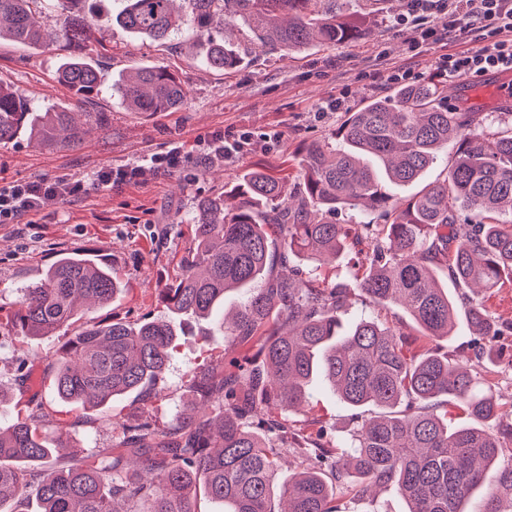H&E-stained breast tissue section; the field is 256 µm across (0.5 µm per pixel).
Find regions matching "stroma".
<instances>
[{"instance_id": "1", "label": "stroma", "mask_w": 512, "mask_h": 512, "mask_svg": "<svg viewBox=\"0 0 512 512\" xmlns=\"http://www.w3.org/2000/svg\"><path fill=\"white\" fill-rule=\"evenodd\" d=\"M337 8L353 23L366 28V38L335 46H317L299 53L280 55L262 50L244 32L229 40L244 56L239 70L227 74L198 65L194 39L187 32L173 35L166 44L142 38L110 25L100 39L102 55L96 56L104 85L131 69L161 65L188 86L187 104L175 112L156 114L126 110L116 97L99 95L87 104V122L104 121L103 130L86 135L75 147L41 145L21 137L0 145V183L13 180L53 181L62 177L90 176L101 168L143 163L156 153L177 147L181 165L172 171L146 173L135 182L89 194L67 202L46 205L17 224H0V289H19L37 281L56 251L89 250L112 262L122 285L117 300L95 309L101 319L163 317L157 290L180 272L179 262L187 245L186 219L195 197L232 184L245 170L265 166L271 174L296 181L297 147L307 140L329 135L343 112L360 108L374 96L393 89L388 68L399 65L419 79L431 77L439 56L483 47L479 30L460 39L431 45L427 51H411L407 35L397 27L406 15L409 0H337ZM68 51L63 43L30 48L0 44V82L40 109L73 110L71 91L57 79ZM512 84V74L463 77L448 82V107L455 112H483L489 131L499 127L497 115L512 112V98H502V85ZM344 96L343 112H324L326 99ZM247 131L255 139L254 150L233 161L205 160L201 138L220 131ZM279 135L274 148H266L263 135ZM387 318L410 336L413 348H434L449 359L466 357L470 332L458 321L451 336H422L403 310L381 315L376 308L357 303L344 316L345 326L363 318ZM61 336H41L32 341L0 336V425L17 417L21 403L50 402L54 411L42 426L48 443L67 442L74 454L108 448L122 439L121 424L148 420L158 425L176 424L193 413L190 390L193 373L223 368L234 359L247 357L245 347L225 348L224 332L212 321L193 322L178 336L165 378L156 394H130L114 401L106 417L94 425L79 424L70 405L58 402L51 378L53 353ZM495 366L482 369V387L501 402L512 404V335L497 342ZM354 411L340 402L324 380L311 387L307 416L298 428L322 432L325 441L348 438ZM339 512H404L403 500L392 490L377 489L367 495H337Z\"/></svg>"}]
</instances>
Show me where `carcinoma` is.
Listing matches in <instances>:
<instances>
[{
    "instance_id": "obj_1",
    "label": "carcinoma",
    "mask_w": 512,
    "mask_h": 512,
    "mask_svg": "<svg viewBox=\"0 0 512 512\" xmlns=\"http://www.w3.org/2000/svg\"><path fill=\"white\" fill-rule=\"evenodd\" d=\"M31 0H0V40L41 45L54 36L70 57L59 79L83 104L98 96L100 71L90 61L106 24L167 40L185 24L209 70L241 67L239 49L213 35L244 27L261 47L289 54L308 45H336L368 35L332 6L336 0H124L103 16L101 0H55L69 14L51 25ZM118 92L133 112H175L187 101L184 81L164 66H147L121 79ZM480 112L448 110L443 81L396 87L344 113L339 128L299 149L301 181L290 188L263 166L245 171L230 187L193 200L181 273L158 289L167 316L134 322L99 320L81 306L114 302L121 290L112 264L87 253H60L21 298L0 302V332L27 338L72 330L56 351L53 384L60 400L84 411L151 391L162 377L186 317L216 318L232 347L257 338L254 358L237 371L194 375L192 387L206 410L176 429L144 421L126 428L115 448L66 455L49 447L41 429L49 407L25 405L0 426V506L31 491L39 512H198L202 486L224 512H274L279 463L290 453L302 471L283 487L279 512H338L335 491L357 484L393 489L406 512H464L473 489L496 484L512 491V459L500 472V450L512 445V423L495 397L479 389L476 367L492 341L512 332L485 308L481 291L512 276V128L490 137ZM44 144H77L89 130L76 113L35 112L0 85V144L22 131ZM453 158L443 175L407 203L392 201L387 186L422 180L440 153ZM371 216L350 228L324 218L338 210ZM365 253L356 288L325 285L313 270L349 247ZM309 263L304 270L290 257ZM464 289L456 298L438 285L436 270ZM243 302L220 315L224 293ZM380 310L402 308L427 336L450 334L464 314L472 340L470 363L417 354L396 326L363 318L347 333L341 315L353 296ZM321 375L339 400L358 410L346 445L328 444L283 423L266 427L275 411L298 414L308 406L309 382ZM451 395L475 419L489 424L451 428L437 400ZM405 404L401 411L394 410ZM139 458L148 481L127 478ZM330 468V488L320 470Z\"/></svg>"
}]
</instances>
